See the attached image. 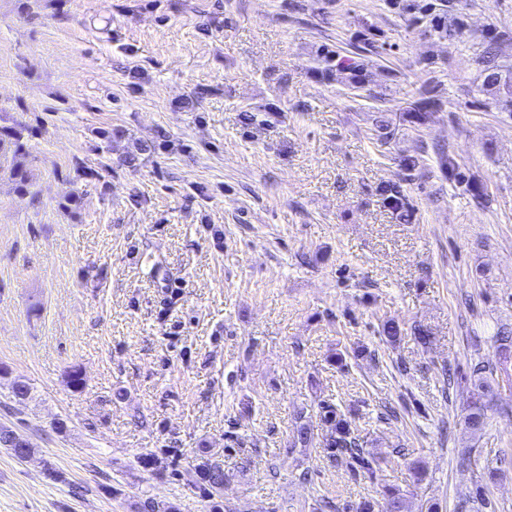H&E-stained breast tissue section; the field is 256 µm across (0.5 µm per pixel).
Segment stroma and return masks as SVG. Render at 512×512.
Returning <instances> with one entry per match:
<instances>
[{"mask_svg": "<svg viewBox=\"0 0 512 512\" xmlns=\"http://www.w3.org/2000/svg\"><path fill=\"white\" fill-rule=\"evenodd\" d=\"M16 120L0 426L31 455L0 447V512H346L387 487L473 512L480 486L512 512V0H0ZM327 405L373 476L319 447ZM203 455L212 501L184 476ZM24 132L27 136H34L35 128L18 124L16 126H0V149L8 144L13 148L14 162L9 169L11 179L24 190L29 182V174L23 161L16 158H25L29 152L26 142H24ZM485 366L476 365L473 369L474 385L477 393L472 404L469 406L468 413L464 417L467 428L472 432L479 431L485 422L484 397L489 392V384Z\"/></svg>", "mask_w": 512, "mask_h": 512, "instance_id": "obj_1", "label": "stroma"}]
</instances>
